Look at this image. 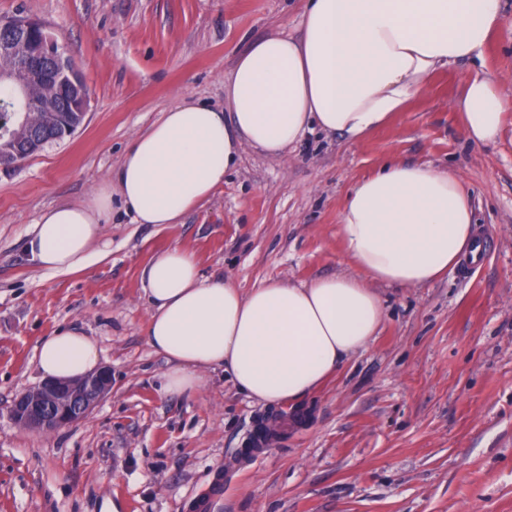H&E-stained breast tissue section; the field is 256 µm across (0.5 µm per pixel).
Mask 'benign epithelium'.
I'll return each instance as SVG.
<instances>
[{
  "label": "benign epithelium",
  "instance_id": "benign-epithelium-1",
  "mask_svg": "<svg viewBox=\"0 0 512 512\" xmlns=\"http://www.w3.org/2000/svg\"><path fill=\"white\" fill-rule=\"evenodd\" d=\"M44 48L55 64L47 68L42 59L25 53L24 46L11 36L0 39V78L11 77L19 87L23 107L0 112V127L18 126L20 132L8 143L0 141V167L14 164L20 146L26 153L39 152L37 143L28 139L32 122L31 109L37 105L33 91L37 87L65 86L72 99L71 111L83 119L88 111V99L82 90V78L66 56L64 47L44 25L40 26ZM112 391V371L101 367L73 380H46L25 390L10 410L16 424L23 428L54 431L69 426L93 411Z\"/></svg>",
  "mask_w": 512,
  "mask_h": 512
}]
</instances>
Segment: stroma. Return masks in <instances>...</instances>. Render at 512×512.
I'll return each mask as SVG.
<instances>
[{
  "label": "stroma",
  "instance_id": "1",
  "mask_svg": "<svg viewBox=\"0 0 512 512\" xmlns=\"http://www.w3.org/2000/svg\"><path fill=\"white\" fill-rule=\"evenodd\" d=\"M303 0H0L45 24L86 83L74 134L0 169V512H193L223 473L222 512H512V110L498 142L465 139L451 104L484 67L512 102V0L482 62L439 70L364 139L314 131L282 157L250 144L211 201L179 224H136L120 202L107 259L81 273L29 262L39 213L112 181L132 139L192 99L226 107L224 74L254 39L302 33ZM389 162L452 172L470 194L481 259L422 288L376 290L385 322L317 393L266 406L213 375L191 398L157 387L141 270L173 245L241 292L263 279L349 271L347 194ZM94 336L112 391L49 434L9 408L40 382L36 347Z\"/></svg>",
  "mask_w": 512,
  "mask_h": 512
}]
</instances>
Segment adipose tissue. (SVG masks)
<instances>
[{
	"mask_svg": "<svg viewBox=\"0 0 512 512\" xmlns=\"http://www.w3.org/2000/svg\"><path fill=\"white\" fill-rule=\"evenodd\" d=\"M502 23V0H305L300 38L254 41L225 73L227 110L188 100L163 112L129 144L115 184L43 210L25 249L43 270L86 271L110 253L102 226L113 198L135 223H181L223 185L241 143L281 156L316 129L364 137L440 69L482 59ZM452 108L468 141L491 144L512 103L479 70ZM338 234L349 272L300 284L264 279L245 294L202 277L183 247L153 256L141 281L148 344L169 364L160 393L197 395L220 371L264 405L298 403L379 332L386 312L376 285H429L480 250L469 195L451 172L426 164L391 163L356 182ZM36 357L43 379H72L96 369L100 350L61 327Z\"/></svg>",
	"mask_w": 512,
	"mask_h": 512,
	"instance_id": "1",
	"label": "adipose tissue"
}]
</instances>
